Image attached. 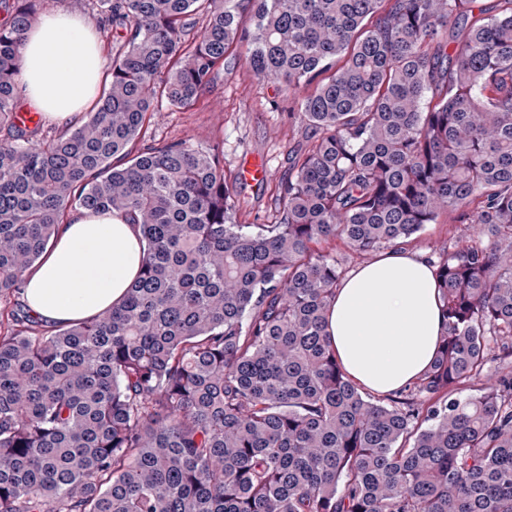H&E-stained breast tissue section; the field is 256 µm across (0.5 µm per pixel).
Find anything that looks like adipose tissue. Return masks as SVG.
<instances>
[{
	"mask_svg": "<svg viewBox=\"0 0 512 512\" xmlns=\"http://www.w3.org/2000/svg\"><path fill=\"white\" fill-rule=\"evenodd\" d=\"M102 72L98 37L86 20L48 14L24 35L18 81L27 99L58 125L81 120ZM142 256L137 225L109 212L76 210L25 272L26 303L52 327L93 318L121 302ZM440 304L433 267L392 250L343 281L327 312L326 332L350 377L386 394L431 364L444 326Z\"/></svg>",
	"mask_w": 512,
	"mask_h": 512,
	"instance_id": "1",
	"label": "adipose tissue"
}]
</instances>
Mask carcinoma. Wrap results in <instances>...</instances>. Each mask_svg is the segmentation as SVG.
Instances as JSON below:
<instances>
[{"mask_svg":"<svg viewBox=\"0 0 512 512\" xmlns=\"http://www.w3.org/2000/svg\"><path fill=\"white\" fill-rule=\"evenodd\" d=\"M40 2L0 0V299L72 206L139 225L144 256L91 320L0 330V512H512V0H96L124 50L51 139L13 121ZM232 52L316 131L272 224L236 223L215 150H128ZM448 212L482 231L432 263L440 350L375 397L325 332L343 270L322 245Z\"/></svg>","mask_w":512,"mask_h":512,"instance_id":"1","label":"carcinoma"}]
</instances>
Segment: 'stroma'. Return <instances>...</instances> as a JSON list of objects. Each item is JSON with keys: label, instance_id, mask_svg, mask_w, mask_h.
I'll list each match as a JSON object with an SVG mask.
<instances>
[{"label": "stroma", "instance_id": "35a3bbf8", "mask_svg": "<svg viewBox=\"0 0 512 512\" xmlns=\"http://www.w3.org/2000/svg\"><path fill=\"white\" fill-rule=\"evenodd\" d=\"M40 11H63L90 21L100 38L105 61H112L123 46L122 28L102 26L93 6L80 9L70 0H43ZM297 101V95L278 82L256 76L242 57L231 56L214 73L209 95L191 107L159 106L130 150L141 151L156 140H186L205 150L217 146L224 150V172L231 177L243 159L261 157L268 178L257 186L237 184V219L242 224H269L277 206L278 185L310 137L298 118ZM479 230L478 224L460 223L451 212L426 225L403 248L435 261L443 247L468 240Z\"/></svg>", "mask_w": 512, "mask_h": 512}]
</instances>
